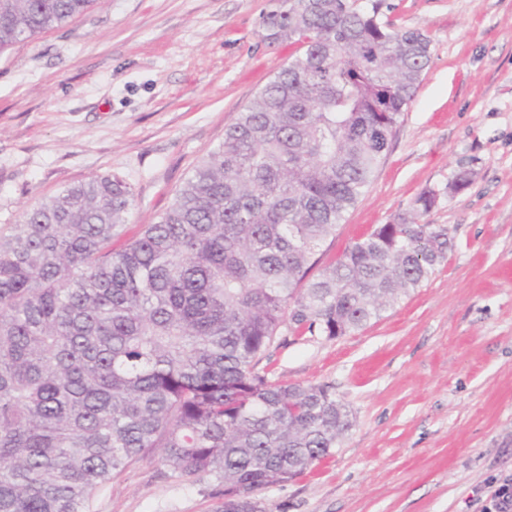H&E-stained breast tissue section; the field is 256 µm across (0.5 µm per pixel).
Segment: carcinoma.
I'll list each match as a JSON object with an SVG mask.
<instances>
[{"label":"carcinoma","mask_w":512,"mask_h":512,"mask_svg":"<svg viewBox=\"0 0 512 512\" xmlns=\"http://www.w3.org/2000/svg\"><path fill=\"white\" fill-rule=\"evenodd\" d=\"M94 0H0V53ZM266 37L299 44L154 224L119 250L134 203L113 175L0 227V512H91L159 455L212 486L214 512L332 455L353 426L328 387L257 369L282 328L351 335L410 296L451 245L426 190L323 262L429 66L386 0H277Z\"/></svg>","instance_id":"obj_1"}]
</instances>
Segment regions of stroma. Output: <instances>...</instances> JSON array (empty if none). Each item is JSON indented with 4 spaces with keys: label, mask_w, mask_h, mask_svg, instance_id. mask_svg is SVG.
<instances>
[{
    "label": "stroma",
    "mask_w": 512,
    "mask_h": 512,
    "mask_svg": "<svg viewBox=\"0 0 512 512\" xmlns=\"http://www.w3.org/2000/svg\"><path fill=\"white\" fill-rule=\"evenodd\" d=\"M431 60L337 257L416 196L452 247L435 274L347 336L281 332L259 364L324 384L354 425L336 452L261 492L267 512H481L512 476V0H387ZM274 0H95L0 53V225L95 175L131 185L119 242L156 223L197 162L295 54L266 39ZM471 183L453 185L460 174ZM159 458L114 475L92 512H212L207 483Z\"/></svg>",
    "instance_id": "obj_1"
}]
</instances>
